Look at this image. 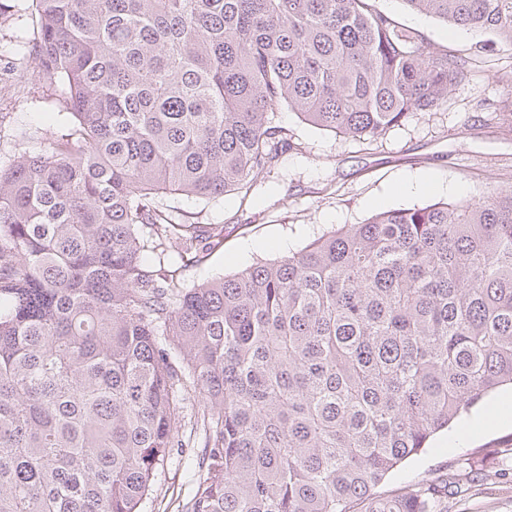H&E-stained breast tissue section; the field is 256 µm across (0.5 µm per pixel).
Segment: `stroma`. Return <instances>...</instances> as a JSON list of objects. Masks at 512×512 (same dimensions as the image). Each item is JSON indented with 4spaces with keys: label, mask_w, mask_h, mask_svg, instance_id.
Masks as SVG:
<instances>
[{
    "label": "stroma",
    "mask_w": 512,
    "mask_h": 512,
    "mask_svg": "<svg viewBox=\"0 0 512 512\" xmlns=\"http://www.w3.org/2000/svg\"><path fill=\"white\" fill-rule=\"evenodd\" d=\"M375 5L449 53L469 52L479 41L484 51L473 56L467 78L444 106L409 116L377 142L314 129L283 109L278 120L291 130L295 149L279 172L258 174L244 197L210 204L167 198V205L190 221L224 228L223 244L208 262L182 271L185 285L284 258L324 232L363 223L379 210L478 198L512 187V87L503 81L512 73V47L488 34L452 33L401 0H375ZM35 25L32 0H0V167L22 152H40L45 137L63 130L49 81L29 78L35 63L27 43ZM22 127L32 137L20 144L15 134ZM417 177L435 180L437 189L401 191L403 182ZM502 403L508 420L475 428L471 415L462 416L379 484L377 494L388 497L401 486L444 474L459 484L448 498V512H512V388L497 390L479 409L486 412ZM195 455V449H185L156 470L154 492L141 512H184L193 491Z\"/></svg>",
    "instance_id": "obj_1"
}]
</instances>
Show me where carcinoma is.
I'll use <instances>...</instances> for the list:
<instances>
[{
  "instance_id": "cac0c4a2",
  "label": "carcinoma",
  "mask_w": 512,
  "mask_h": 512,
  "mask_svg": "<svg viewBox=\"0 0 512 512\" xmlns=\"http://www.w3.org/2000/svg\"><path fill=\"white\" fill-rule=\"evenodd\" d=\"M401 2L512 46V0ZM33 3L70 128L0 167V512H140L194 440L186 512H448L446 479L375 488L512 384V189L193 287L224 227L160 204L249 192L293 149L279 109L375 141L467 61L373 0Z\"/></svg>"
}]
</instances>
